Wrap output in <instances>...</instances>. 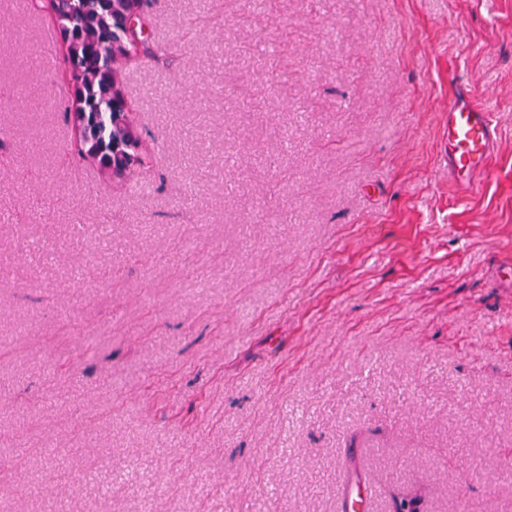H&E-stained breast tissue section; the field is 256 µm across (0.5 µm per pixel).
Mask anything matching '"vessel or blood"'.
I'll use <instances>...</instances> for the list:
<instances>
[{
    "label": "vessel or blood",
    "mask_w": 512,
    "mask_h": 512,
    "mask_svg": "<svg viewBox=\"0 0 512 512\" xmlns=\"http://www.w3.org/2000/svg\"><path fill=\"white\" fill-rule=\"evenodd\" d=\"M446 144L449 175L457 185L472 188L486 172L497 145L491 114L465 94H457L448 104Z\"/></svg>",
    "instance_id": "1"
}]
</instances>
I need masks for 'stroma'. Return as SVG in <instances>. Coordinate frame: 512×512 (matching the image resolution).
<instances>
[{
  "mask_svg": "<svg viewBox=\"0 0 512 512\" xmlns=\"http://www.w3.org/2000/svg\"><path fill=\"white\" fill-rule=\"evenodd\" d=\"M147 194L0 0V512H512V0H153ZM498 149L462 190L448 103ZM477 480H470V473Z\"/></svg>",
  "mask_w": 512,
  "mask_h": 512,
  "instance_id": "35a3bbf8",
  "label": "stroma"
}]
</instances>
